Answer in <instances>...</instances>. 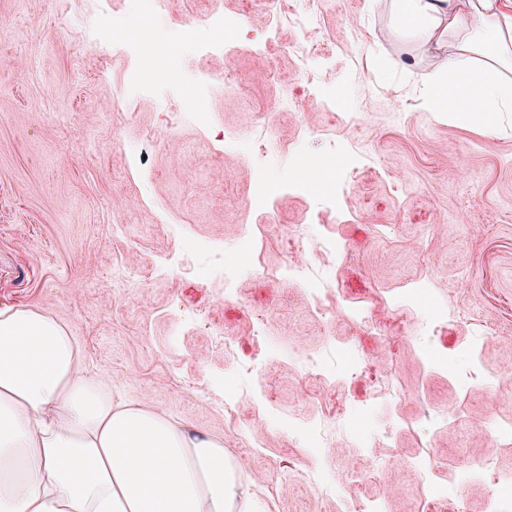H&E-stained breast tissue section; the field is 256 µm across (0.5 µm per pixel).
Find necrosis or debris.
I'll use <instances>...</instances> for the list:
<instances>
[{
    "instance_id": "obj_1",
    "label": "necrosis or debris",
    "mask_w": 512,
    "mask_h": 512,
    "mask_svg": "<svg viewBox=\"0 0 512 512\" xmlns=\"http://www.w3.org/2000/svg\"><path fill=\"white\" fill-rule=\"evenodd\" d=\"M181 42H189L202 52L209 51L211 45L203 40L198 31L187 28L181 32ZM181 42L168 37H154L149 45L133 43L138 53H150L165 57L167 71H178L175 62L180 52ZM331 202L322 201L314 205L309 220L304 224L292 225L288 230V240L297 245L301 256L295 261H285L277 265L263 266L262 271L269 281L280 282L286 279L308 284L311 296L318 311L337 307L354 324L358 333L390 339L394 334L407 330L411 322L404 300L392 296L377 303L362 296L336 289L323 275L324 264L338 263L348 255V248L336 238L325 233L320 224L322 212L330 210ZM389 357L385 366L377 367L367 359L359 343H351L342 353L313 351L301 355L303 375L324 382L334 376L353 381H364L367 386L362 403L350 404L344 395L321 394L322 409L310 419V440L313 447L327 450L336 441L347 438L349 426L359 415H373L385 407L401 401L405 394V384L398 372L401 352L397 346L388 348ZM465 418L464 405L446 407L432 402L426 403L423 415L418 419L393 418L391 429H400L419 439L420 451L410 468L417 476L411 491L410 512H433L434 504L444 502L454 508H461L462 499L448 495V488H459L473 481L485 482L489 489L485 512H512V496L506 488L512 485V472L503 470L496 461L479 460L465 464L437 461L432 451L434 432L445 426L462 424ZM386 458L367 455L364 466L350 463L331 472L320 470L298 471L295 462L280 465L283 475H301L305 482L314 484L321 497L332 498L350 481L357 482L361 490L353 498L341 499L340 512H384L386 495L377 485L383 473L389 468Z\"/></svg>"
}]
</instances>
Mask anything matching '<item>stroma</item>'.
Listing matches in <instances>:
<instances>
[{
  "label": "stroma",
  "instance_id": "35a3bbf8",
  "mask_svg": "<svg viewBox=\"0 0 512 512\" xmlns=\"http://www.w3.org/2000/svg\"><path fill=\"white\" fill-rule=\"evenodd\" d=\"M312 29L276 26L266 0H221L239 17L235 37L220 51L180 55L182 81L153 87L124 104L116 95L146 57L122 44H86L79 28L58 19L75 0H0V308L51 315L74 336L83 364L114 381L129 401L154 403L195 428L224 434V397L240 393L237 422L267 415L263 447L229 443L245 462L251 493L266 512H339L314 485L283 478L279 462L299 470L354 460L339 442L330 457L311 453L296 424L321 411L322 385L302 379L297 351L356 340L342 313L325 318L307 289L266 283L239 247L246 225L268 224V260H283L288 229L306 223L317 200L311 190L287 189L306 157L325 161L323 213L327 232L350 245V256L328 272L352 294L402 293L415 313H437L447 298L473 310L488 337L447 325L422 372V338L412 328L396 336L406 396L398 412L420 414L423 400L465 402L472 427L437 434L440 457L496 460L512 469V447L476 425L490 407L512 416V395L460 380L472 343L489 368L512 364V114L501 113L495 138L482 127L448 122L420 107L417 96L432 69L430 56L392 26L390 0H325ZM315 44L314 96H306L292 41ZM378 64H369L371 46ZM228 76L231 91L215 95L210 121L185 115L167 128L160 107L187 101L203 75ZM357 112L356 127L335 123ZM272 119L268 152L255 160L245 140ZM335 126L336 141L316 133ZM157 138L146 164L129 165V146ZM368 140L371 155L350 171L351 148ZM354 190L337 191L345 179ZM237 269V301L224 300L225 266ZM129 283L116 291L113 274ZM270 309L269 333H253L254 312ZM213 321L204 330L202 320ZM238 347L224 353L225 337ZM277 353L273 370L279 403L266 410L236 361Z\"/></svg>",
  "mask_w": 512,
  "mask_h": 512
}]
</instances>
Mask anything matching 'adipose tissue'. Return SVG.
Wrapping results in <instances>:
<instances>
[{
    "label": "adipose tissue",
    "instance_id": "1",
    "mask_svg": "<svg viewBox=\"0 0 512 512\" xmlns=\"http://www.w3.org/2000/svg\"><path fill=\"white\" fill-rule=\"evenodd\" d=\"M421 46L447 42L421 105L498 136L512 112V16L501 0H393ZM0 512H264L237 491L223 438L164 408L114 398L73 336L28 308L0 310Z\"/></svg>",
    "mask_w": 512,
    "mask_h": 512
}]
</instances>
